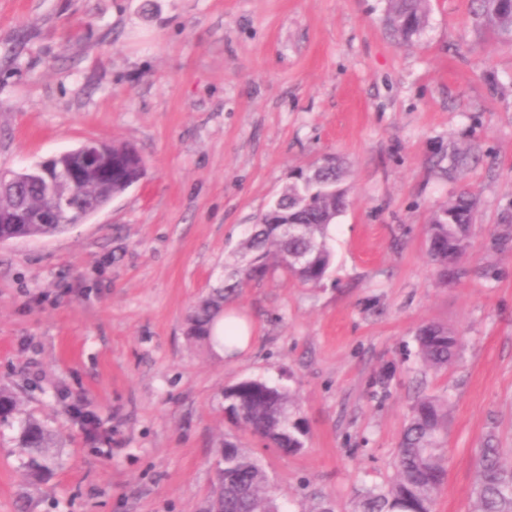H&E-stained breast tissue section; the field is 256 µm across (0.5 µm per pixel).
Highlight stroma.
Segmentation results:
<instances>
[{
    "mask_svg": "<svg viewBox=\"0 0 512 512\" xmlns=\"http://www.w3.org/2000/svg\"><path fill=\"white\" fill-rule=\"evenodd\" d=\"M387 0H0V171L126 142L141 180L70 233L0 243V512H204L225 441L256 457L282 512H354L390 482L419 396L448 395L447 479L435 512H468L477 455L512 448V44L470 0H428L412 42ZM335 157L349 205L316 288L273 275L231 306L254 325L237 360L188 340L277 193ZM477 199L467 273L428 262L432 212ZM462 339L425 370L417 329ZM295 394L298 453L224 417V388ZM100 423L88 439L68 411ZM59 436L27 482L20 425Z\"/></svg>",
    "mask_w": 512,
    "mask_h": 512,
    "instance_id": "35a3bbf8",
    "label": "stroma"
}]
</instances>
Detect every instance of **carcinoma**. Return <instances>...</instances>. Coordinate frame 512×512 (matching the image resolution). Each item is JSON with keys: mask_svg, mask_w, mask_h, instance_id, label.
<instances>
[{"mask_svg": "<svg viewBox=\"0 0 512 512\" xmlns=\"http://www.w3.org/2000/svg\"><path fill=\"white\" fill-rule=\"evenodd\" d=\"M388 21L404 41L416 36L426 21L427 0H388ZM474 13L482 24L499 37L512 40V7L503 0H474ZM145 166L124 170L110 180L91 181L83 185L75 200L85 218L101 210L110 195H119L137 183ZM339 170H326L320 181L294 182L280 197L301 204L292 209L298 222L305 225L296 238L285 239L269 224H258L239 243V260L228 274L224 286L200 299L189 319V336L211 338L212 326L219 308L244 285L261 281L278 272L303 286L316 287L327 276L333 254L328 246L329 225L335 210L334 191L339 187ZM41 209L48 204L47 191L35 183L12 181L0 188V210L7 212L15 205ZM476 199L462 191L448 204L435 210L427 225V255L440 277L448 278V266L457 267V275L467 270L458 267L470 244ZM455 217V223L444 224L440 212ZM68 224H2L0 242L15 237L28 239L61 235ZM306 250L312 262L305 268L288 270V253ZM418 354L422 365L439 371L448 368L457 357L460 340L448 327L427 324L417 333ZM18 397L0 387V422L19 411ZM224 411L233 423L256 436L265 445L296 453L305 446L307 428L300 416L297 401L289 391L262 380L244 379L224 387ZM448 435V398L423 396L411 415L398 448L394 479L366 489L358 503V512H433L436 496L447 474L446 444ZM19 445L25 456L27 475L40 477L54 459L53 433L33 419L21 426ZM224 466L216 469V487L212 499L223 512H278L268 487L267 477L257 460L231 442H224ZM512 448H501L494 435H489L480 449V459L471 492V512H512V463L504 461Z\"/></svg>", "mask_w": 512, "mask_h": 512, "instance_id": "carcinoma-1", "label": "carcinoma"}]
</instances>
